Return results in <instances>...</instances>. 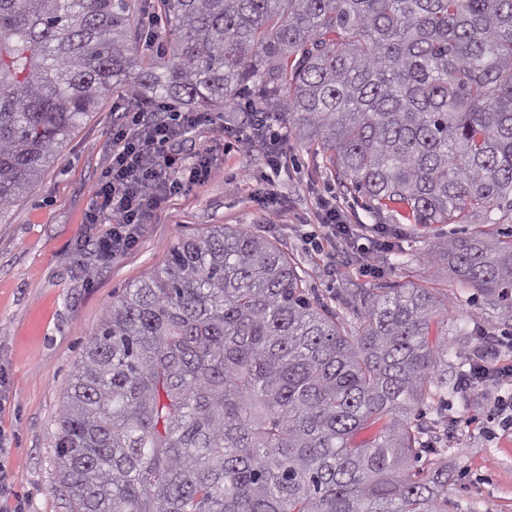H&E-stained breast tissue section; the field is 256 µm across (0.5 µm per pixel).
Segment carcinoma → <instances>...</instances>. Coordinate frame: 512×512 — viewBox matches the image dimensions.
<instances>
[{
	"label": "carcinoma",
	"instance_id": "obj_1",
	"mask_svg": "<svg viewBox=\"0 0 512 512\" xmlns=\"http://www.w3.org/2000/svg\"><path fill=\"white\" fill-rule=\"evenodd\" d=\"M0 0V222L109 95L143 112L245 96L392 222L512 211V0ZM164 19L165 54L139 16ZM512 321V230L427 255ZM448 304L373 288L354 323L275 244L221 224L112 299L76 369L57 459L69 512H448L411 468L448 367ZM373 433L358 439V435Z\"/></svg>",
	"mask_w": 512,
	"mask_h": 512
}]
</instances>
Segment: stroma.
Listing matches in <instances>:
<instances>
[{
	"label": "stroma",
	"instance_id": "stroma-1",
	"mask_svg": "<svg viewBox=\"0 0 512 512\" xmlns=\"http://www.w3.org/2000/svg\"><path fill=\"white\" fill-rule=\"evenodd\" d=\"M119 101L104 97L64 142L58 161L47 166L0 224V467L9 474L6 512H68L57 463L58 417L83 349L113 297L163 262L169 247L218 224L243 225L272 240L302 270L310 293L345 322L363 310L366 289L422 285L448 296V322L462 325L449 363L481 351L477 330L499 341L498 362H512V323L501 319L473 289L453 279L446 265L420 258L434 243L465 236L466 224H434L418 231L380 222L364 201L344 193L321 153L274 123L284 140L283 168L273 175L260 147L225 132L224 115L186 135L178 147L191 159L206 146L213 176L186 196L167 200L137 245L104 258L95 249L107 224L91 223L92 189L112 163V130ZM275 187L276 207L258 196ZM329 199L344 223L357 227V242L370 247L378 234L391 241L380 252L375 275L362 273L344 243L319 224V202ZM512 402V378L459 390L441 412L423 406V421L441 436L440 465L448 469V512H512V428L504 404Z\"/></svg>",
	"mask_w": 512,
	"mask_h": 512
}]
</instances>
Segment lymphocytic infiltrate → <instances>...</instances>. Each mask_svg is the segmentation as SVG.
I'll list each match as a JSON object with an SVG mask.
<instances>
[{"mask_svg":"<svg viewBox=\"0 0 512 512\" xmlns=\"http://www.w3.org/2000/svg\"><path fill=\"white\" fill-rule=\"evenodd\" d=\"M200 122L197 115L171 123L157 113L136 110L129 128L118 131L112 166L93 189L95 217L112 220L110 231L98 241L104 255L115 257L130 249L169 197L192 191L210 178L213 167L206 150L196 151L189 165L180 154L162 151L166 143L181 138L185 128Z\"/></svg>","mask_w":512,"mask_h":512,"instance_id":"1","label":"lymphocytic infiltrate"}]
</instances>
